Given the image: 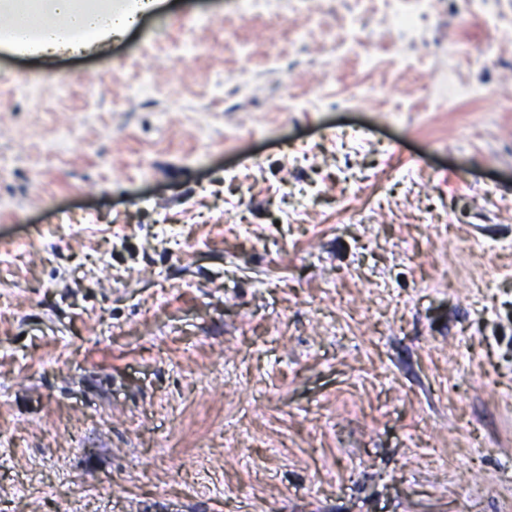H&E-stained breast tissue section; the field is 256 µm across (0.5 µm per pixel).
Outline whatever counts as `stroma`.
<instances>
[{"mask_svg": "<svg viewBox=\"0 0 512 512\" xmlns=\"http://www.w3.org/2000/svg\"><path fill=\"white\" fill-rule=\"evenodd\" d=\"M353 8L0 50V512H512V0ZM393 7L384 21L387 27H395L405 32H413L422 21L431 17L434 0H392ZM483 97L480 87L460 83L452 72L434 79L428 88V99L431 106L441 107L448 103L476 100Z\"/></svg>", "mask_w": 512, "mask_h": 512, "instance_id": "1", "label": "stroma"}]
</instances>
